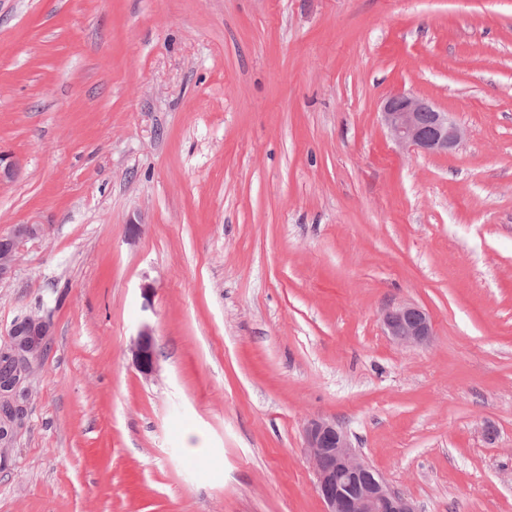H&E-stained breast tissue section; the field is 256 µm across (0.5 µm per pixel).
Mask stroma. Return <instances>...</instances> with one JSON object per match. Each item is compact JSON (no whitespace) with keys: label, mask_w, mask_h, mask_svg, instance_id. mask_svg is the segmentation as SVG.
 Wrapping results in <instances>:
<instances>
[{"label":"stroma","mask_w":512,"mask_h":512,"mask_svg":"<svg viewBox=\"0 0 512 512\" xmlns=\"http://www.w3.org/2000/svg\"><path fill=\"white\" fill-rule=\"evenodd\" d=\"M400 92L461 144L398 148ZM1 154L0 351L47 330L0 512H323L312 417L417 512H512V0H0ZM38 230L37 225L27 224L19 228L15 236L10 239V244L7 241L0 242V248L3 247L0 249V279L8 272L11 265L14 263L20 240L24 237L36 234ZM382 323L387 336L402 345H422L433 336L429 313L414 304H400L386 308ZM44 333L43 323L30 318L23 320L15 327L14 344L10 355L16 366L22 368V373L26 370L25 354L40 344ZM130 351L136 367L146 376L156 370L157 353L154 337L148 326H143L132 340Z\"/></svg>","instance_id":"obj_1"}]
</instances>
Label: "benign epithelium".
<instances>
[{
    "label": "benign epithelium",
    "instance_id": "7a95c632",
    "mask_svg": "<svg viewBox=\"0 0 512 512\" xmlns=\"http://www.w3.org/2000/svg\"><path fill=\"white\" fill-rule=\"evenodd\" d=\"M381 122L392 141L401 148L422 152H448L459 146L462 129L440 111L430 100L410 93L387 97L381 107ZM38 227L27 224L19 228L10 244L0 249V278L15 261L21 239L36 234ZM386 335L402 345H422L433 336L429 313L414 304H400L382 313ZM40 321L25 319L14 329L11 359L25 368V354L35 349L44 336ZM130 351L136 367L146 376L156 370L157 353L154 337L143 326L132 340ZM17 376L0 383V395L5 397L6 411L0 421L8 429L0 431V440L11 439L19 416L8 396L16 389ZM306 448L317 479V489L324 502V512H416L414 505L391 488L382 475L372 468L353 447L348 434L336 422L316 417L304 427Z\"/></svg>",
    "mask_w": 512,
    "mask_h": 512
}]
</instances>
